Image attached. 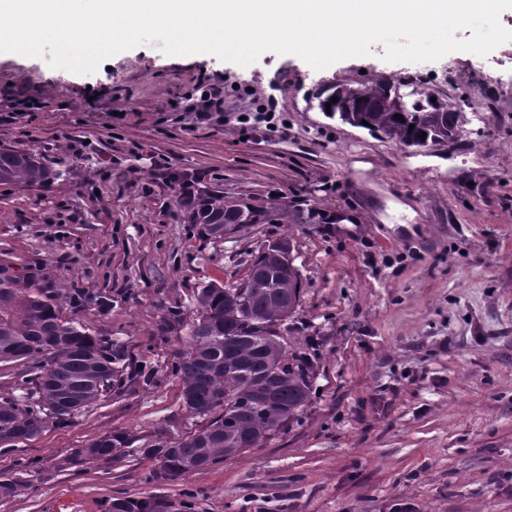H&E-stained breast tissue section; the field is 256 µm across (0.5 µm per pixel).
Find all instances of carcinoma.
<instances>
[{"instance_id":"obj_1","label":"carcinoma","mask_w":512,"mask_h":512,"mask_svg":"<svg viewBox=\"0 0 512 512\" xmlns=\"http://www.w3.org/2000/svg\"><path fill=\"white\" fill-rule=\"evenodd\" d=\"M411 81L379 77L361 86L346 82L326 85L318 99L331 103L335 118L369 123L367 130L407 146L421 141L441 144L456 140L459 115L421 91L412 101L397 102L399 87ZM337 101H332V97ZM399 114L403 120L394 118ZM414 129H409V125ZM47 170L26 151H0V184L33 186L44 182ZM200 202H182L193 224L220 238L224 225L245 216L252 224L278 220L275 205L263 209L226 204L202 190ZM301 275L282 278L270 249L254 258L238 288L211 283L197 293V316L186 348L174 372L182 382L186 411L204 424L179 441L155 437L140 446L154 461L153 479L170 483L212 463L257 446L289 426L311 401L314 373L307 357L289 353L284 338L267 334L265 324L277 315L288 320L301 307ZM79 290L65 291L46 284V277L0 280V362L39 359L29 400L0 403V442L26 440L49 421L65 422L120 387L124 380L144 377L128 348L90 334L82 324L64 316L65 305H81ZM130 445L124 432H107L79 449L71 462L108 463ZM156 498L129 501L116 498L110 512H163Z\"/></svg>"}]
</instances>
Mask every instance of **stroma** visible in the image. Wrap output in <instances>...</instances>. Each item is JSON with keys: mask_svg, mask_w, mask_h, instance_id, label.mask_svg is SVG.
Instances as JSON below:
<instances>
[{"mask_svg": "<svg viewBox=\"0 0 512 512\" xmlns=\"http://www.w3.org/2000/svg\"><path fill=\"white\" fill-rule=\"evenodd\" d=\"M383 53L317 71L293 54L242 67L153 43L87 75L0 53V151L49 171L37 186L0 185V259L85 291L65 316L125 343L151 375L1 449L0 475L27 484L0 512H109L151 496L169 512H512V41L435 62ZM383 76L416 79L463 113L458 140L416 151L327 118L313 97ZM203 78L224 88L205 120L192 90ZM11 88L44 108L12 116ZM269 108L277 130L239 121ZM177 173L203 175L229 203H279L281 217L202 234L178 205ZM311 210L323 220L304 223ZM282 237L302 302L279 333L313 364L311 402L260 446L157 484L144 439L201 424L172 370L199 289L239 282ZM117 429L132 439L119 459L68 465Z\"/></svg>", "mask_w": 512, "mask_h": 512, "instance_id": "1", "label": "stroma"}]
</instances>
